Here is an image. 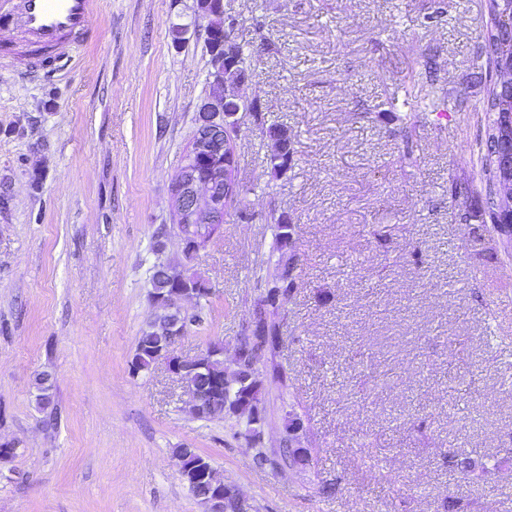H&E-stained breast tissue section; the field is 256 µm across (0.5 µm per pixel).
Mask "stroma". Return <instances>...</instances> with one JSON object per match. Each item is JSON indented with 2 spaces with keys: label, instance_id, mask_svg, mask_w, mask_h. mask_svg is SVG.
<instances>
[{
  "label": "stroma",
  "instance_id": "35a3bbf8",
  "mask_svg": "<svg viewBox=\"0 0 512 512\" xmlns=\"http://www.w3.org/2000/svg\"><path fill=\"white\" fill-rule=\"evenodd\" d=\"M192 0H100L65 62L0 67V512H205L174 452L205 456L253 512H512V254L474 214L489 77L486 0H224L252 82L241 193L190 269L212 292L176 344L234 367L287 214L297 286L258 371L266 420L184 409L164 362L129 371L153 318L152 234L209 89ZM294 135L276 174L268 128ZM50 376L53 409L34 380ZM302 471L258 468L289 412Z\"/></svg>",
  "mask_w": 512,
  "mask_h": 512
}]
</instances>
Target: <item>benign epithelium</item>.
I'll return each mask as SVG.
<instances>
[{
    "instance_id": "obj_1",
    "label": "benign epithelium",
    "mask_w": 512,
    "mask_h": 512,
    "mask_svg": "<svg viewBox=\"0 0 512 512\" xmlns=\"http://www.w3.org/2000/svg\"><path fill=\"white\" fill-rule=\"evenodd\" d=\"M224 14V0H195L192 24L180 27L181 39L176 45L186 41L189 29L204 34V44L209 55V84L218 89L215 96L200 99L195 113V129L187 152L182 160L180 172L172 185L173 211L176 224L168 229L175 234L182 246V253L193 257L208 242L205 230L224 223V204L235 199L240 193L236 182H229L228 168L224 167L225 132L237 127V113H230L231 123L224 119V61L225 56L237 51V45L229 36L233 20L224 19V28L218 30L213 24L214 15ZM499 37L506 45L512 44V5L501 10ZM498 98L512 102V58L499 62L496 84ZM492 142L497 151L491 155L494 164V181L491 183L493 198L498 205L497 213L502 220L495 222L500 235L512 240V113L501 114L499 130ZM186 294L173 297L162 295L152 297V303L169 314V323L162 333L157 358L165 360L167 370L176 376L183 385L188 397L189 409H195L201 400L200 372L205 359L215 351L205 349L192 358H183L174 353V345L184 334L191 322L189 312L184 309ZM292 428L288 438L280 441L281 446L292 451V459L284 462L290 469H305L310 466L312 457L303 445L307 434L304 420L294 411H288ZM206 512H224V501L235 498L245 512H250L249 503L241 498L233 488L222 484L212 488L204 486L200 494Z\"/></svg>"
}]
</instances>
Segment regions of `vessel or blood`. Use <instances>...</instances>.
I'll return each instance as SVG.
<instances>
[{
  "mask_svg": "<svg viewBox=\"0 0 512 512\" xmlns=\"http://www.w3.org/2000/svg\"><path fill=\"white\" fill-rule=\"evenodd\" d=\"M0 54L11 55L16 33L67 59L85 40L99 14V0H0Z\"/></svg>",
  "mask_w": 512,
  "mask_h": 512,
  "instance_id": "obj_1",
  "label": "vessel or blood"
}]
</instances>
